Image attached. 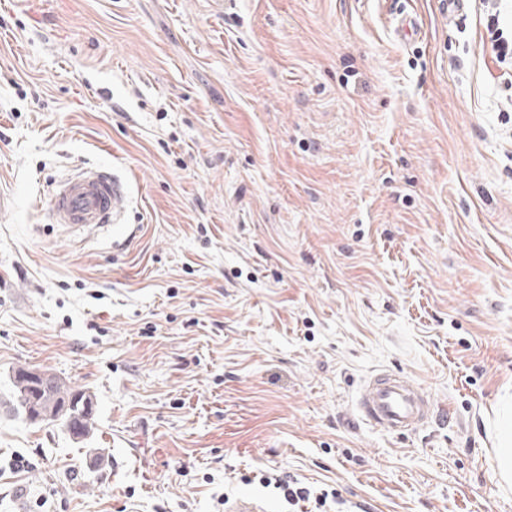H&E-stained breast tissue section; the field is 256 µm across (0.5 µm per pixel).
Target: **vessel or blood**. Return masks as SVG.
I'll return each instance as SVG.
<instances>
[{"label":"vessel or blood","mask_w":512,"mask_h":512,"mask_svg":"<svg viewBox=\"0 0 512 512\" xmlns=\"http://www.w3.org/2000/svg\"><path fill=\"white\" fill-rule=\"evenodd\" d=\"M123 202L121 181L111 171L93 166L55 185L50 213L54 223L93 230L118 224ZM357 408L366 423L398 436L416 431L435 415L431 397L418 383L389 370L363 384Z\"/></svg>","instance_id":"1"}]
</instances>
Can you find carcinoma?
Wrapping results in <instances>:
<instances>
[{
    "instance_id": "obj_1",
    "label": "carcinoma",
    "mask_w": 512,
    "mask_h": 512,
    "mask_svg": "<svg viewBox=\"0 0 512 512\" xmlns=\"http://www.w3.org/2000/svg\"><path fill=\"white\" fill-rule=\"evenodd\" d=\"M9 381L8 402L14 414L39 416L50 405L56 411L43 421L61 425L70 437L82 439L95 429L98 403L88 391L73 388L47 371L35 377L33 369L23 366L12 370Z\"/></svg>"
}]
</instances>
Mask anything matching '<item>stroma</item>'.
Listing matches in <instances>:
<instances>
[{"label": "stroma", "mask_w": 512, "mask_h": 512, "mask_svg": "<svg viewBox=\"0 0 512 512\" xmlns=\"http://www.w3.org/2000/svg\"><path fill=\"white\" fill-rule=\"evenodd\" d=\"M486 25L474 0H0V397L23 366L98 401L83 440L0 407V512H288L272 474L366 512H512ZM93 165L126 183L120 234L50 218ZM381 369L435 419L361 421ZM498 470L500 477L510 485L512 478V415L499 418L497 425Z\"/></svg>", "instance_id": "obj_1"}]
</instances>
